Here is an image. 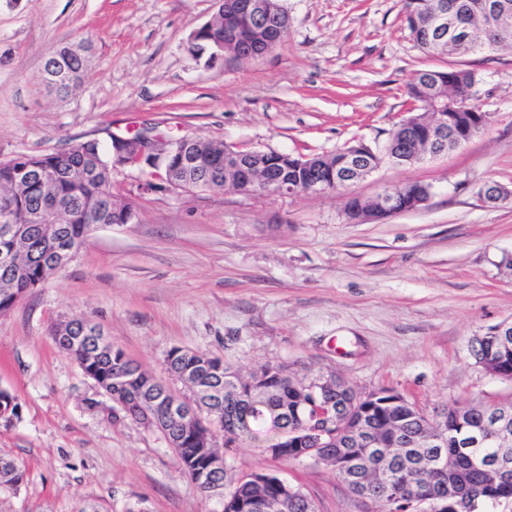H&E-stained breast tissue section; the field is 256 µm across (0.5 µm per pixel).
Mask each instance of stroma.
Returning <instances> with one entry per match:
<instances>
[{
	"label": "stroma",
	"mask_w": 512,
	"mask_h": 512,
	"mask_svg": "<svg viewBox=\"0 0 512 512\" xmlns=\"http://www.w3.org/2000/svg\"><path fill=\"white\" fill-rule=\"evenodd\" d=\"M280 44L255 59L208 65L189 36L217 0H0V160L107 142L146 122L257 150L383 151L408 116L405 84L421 69L464 68L481 79L489 122L460 149L408 166L390 162L347 194L245 197L233 189L137 196L114 173L135 218L94 226L77 256L0 314V388L22 418L0 427V453L28 471L0 512H222L180 473L157 431L114 417L112 403L56 346L73 316L99 326L177 392L174 347L224 356L241 372L273 362L298 378L338 376L356 390L391 389L427 414L512 400V381L476 363L471 346L512 320V52L424 55L401 0H283ZM89 45L87 75L66 94L43 69L60 44ZM416 181L422 208L348 221L347 196ZM240 472L272 469L316 512H368L330 466L274 462L252 447L227 452Z\"/></svg>",
	"instance_id": "obj_1"
}]
</instances>
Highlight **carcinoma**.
<instances>
[{
  "label": "carcinoma",
  "mask_w": 512,
  "mask_h": 512,
  "mask_svg": "<svg viewBox=\"0 0 512 512\" xmlns=\"http://www.w3.org/2000/svg\"><path fill=\"white\" fill-rule=\"evenodd\" d=\"M498 3L512 13V0H403L404 22L417 47L428 55H451L449 37L429 28L434 14L451 12L458 23L473 30L475 37H486L484 24L493 19L486 10L487 2ZM231 30L238 42H261L265 51L278 44L277 34L254 22H223L215 17L205 39L224 40ZM494 49H512V23L491 31ZM480 79L476 72L455 68L448 71L424 69L414 73L406 82L410 116L408 126L388 141L385 154L418 163L428 156H438L455 150L480 134L487 120L475 103ZM439 113L450 121L456 135L434 145L426 141L425 121ZM102 162L95 179L85 176L89 160ZM203 166L213 169V175L224 177V158L220 151L207 146L202 152ZM112 181L109 146L95 138L73 143L63 150L36 155H20L0 161V186L7 197L0 198V212L7 210L17 224L25 227L29 240L37 248L34 256L23 259L9 269L0 266V312L8 311L25 293L43 285L55 275L42 265V254L51 248L40 216L49 200L65 206L60 223L62 234L78 247L96 224L125 223L126 206L119 204L103 215L95 214V206ZM428 185L408 182L397 193L399 207L408 208ZM375 204L368 199L352 197L344 212L352 221H364L374 214ZM57 346L71 357L83 373L115 403L124 416L134 423L162 434L181 462V474L203 493L215 494L223 504L222 512H254L252 500L257 496L275 499L278 488L276 474L252 471L248 474L226 469L216 478L209 470V457L219 452L218 437L224 447L236 448L252 444L273 460L333 467L336 479L346 483L352 466L367 461L374 470L389 474L392 488L403 500L412 496L429 501L448 494V484L458 491V512H490L506 491L512 490V447L470 448L469 434L481 427L487 413L482 404L451 407L444 412L446 446L445 466L438 478L418 465L420 453L429 450L428 440L434 434L429 421L405 400L389 389H379L361 397L343 390L339 396L349 403V410L336 435L313 452V459L300 458L293 448L286 450L267 440L281 433L298 440L295 432L318 410L314 397L302 388L303 381L288 373L280 364H265L242 377L238 369L220 356L210 352L174 347L165 356L168 373L185 383L197 405L201 421L192 430L178 429L164 420V400L159 398L161 382L123 350L112 347L95 352L80 341L68 344L58 340ZM476 362L493 372H512V335L503 342L494 335H485L473 346ZM236 376L237 389H224V400L211 403L197 389L204 382L226 385L227 376ZM22 405L17 396L0 389V426L9 427L20 421ZM369 428L380 446L390 449L389 455H378L367 445L357 442L352 434L361 427ZM26 472L18 462L0 454V490L16 492L24 485ZM281 512H315L312 501L301 490L288 496Z\"/></svg>",
  "instance_id": "cac0c4a2"
}]
</instances>
